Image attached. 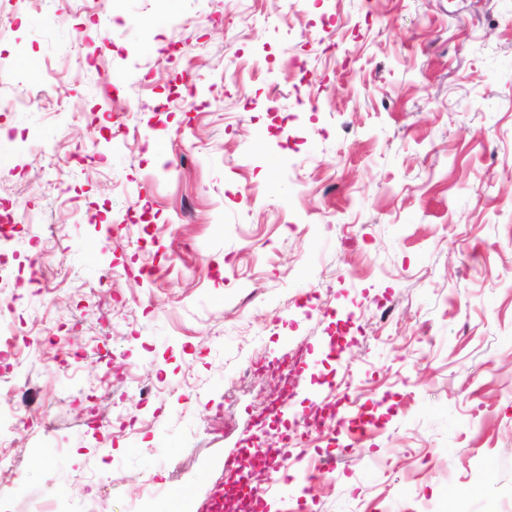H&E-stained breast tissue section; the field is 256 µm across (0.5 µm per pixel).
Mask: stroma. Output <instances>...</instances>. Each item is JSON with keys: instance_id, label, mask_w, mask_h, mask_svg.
Returning a JSON list of instances; mask_svg holds the SVG:
<instances>
[{"instance_id": "obj_1", "label": "stroma", "mask_w": 512, "mask_h": 512, "mask_svg": "<svg viewBox=\"0 0 512 512\" xmlns=\"http://www.w3.org/2000/svg\"><path fill=\"white\" fill-rule=\"evenodd\" d=\"M0 62V512H200L293 352L370 432L275 512H512V0H0Z\"/></svg>"}]
</instances>
